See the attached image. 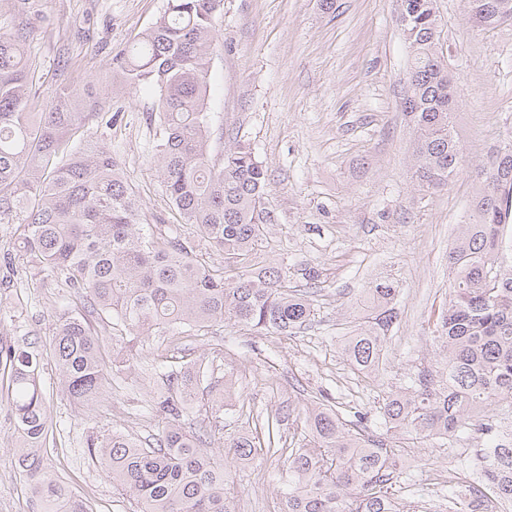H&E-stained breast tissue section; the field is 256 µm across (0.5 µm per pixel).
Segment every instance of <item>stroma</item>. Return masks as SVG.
<instances>
[{
  "mask_svg": "<svg viewBox=\"0 0 512 512\" xmlns=\"http://www.w3.org/2000/svg\"><path fill=\"white\" fill-rule=\"evenodd\" d=\"M166 0H46L47 22L33 30L27 58L39 78L38 101L65 87L88 99L77 137L108 146L157 235L179 237L213 266L224 263L194 227L184 224L156 173V97L123 84L113 56L147 29ZM401 0H224L210 63L211 158L249 144L267 172L268 228L263 265L288 268L289 285L310 293L315 318L294 334L257 332L231 323L181 339L185 360L224 347L236 396L211 446L246 430L265 436L279 417L284 448L303 444L299 415L327 396L345 420L362 413L367 432L385 427L378 409L409 370L441 361L434 323L447 307L453 273L449 252L467 223L497 149L512 138V22L473 28L465 0H436L443 53L451 68L457 128L468 166L452 182L427 187L413 176L412 126L400 103L408 90L413 49L398 23ZM22 225L0 224V340L35 344L40 385L53 424L44 464L86 503L88 512H132V506L88 453L90 440L114 429L154 441L164 422L154 401L162 386L157 351L166 337L124 334L133 354L110 366L112 384L92 408L75 406L59 388L49 340L61 314L83 300L62 276L20 252ZM319 272L302 278L300 268ZM387 281L397 290L398 318L385 360L368 376L343 351L366 314L365 290ZM11 370L0 360V512H42L30 479L12 465L17 446L7 395ZM491 439L471 428L453 443L399 441L403 474L397 495L442 512H467L470 464ZM239 512H280L286 490L282 459L227 460Z\"/></svg>",
  "mask_w": 512,
  "mask_h": 512,
  "instance_id": "obj_1",
  "label": "stroma"
}]
</instances>
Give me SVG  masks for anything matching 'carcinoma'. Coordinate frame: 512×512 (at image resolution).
<instances>
[{"mask_svg": "<svg viewBox=\"0 0 512 512\" xmlns=\"http://www.w3.org/2000/svg\"><path fill=\"white\" fill-rule=\"evenodd\" d=\"M23 27L0 30V224H22L19 246L82 291L83 313H65L50 339L52 360L67 396L88 406L105 394L106 337L90 324L97 315L129 332L169 337L233 322L286 335L314 315L312 299L288 288V271L257 265L274 217L265 206L267 172L251 148L237 142L223 163L209 156L206 112L216 20L223 0H167L162 14L112 58L123 82L157 97L159 172L184 223L224 254L213 267L177 238L144 232L134 192L112 151L93 141L68 145L84 94L63 89L35 111L24 44L47 20L43 0H11ZM502 0H466L478 28L501 25ZM402 30L414 58L403 111L416 130L415 174L421 184H446L465 168L448 63L439 48L434 0H402ZM473 221L461 225L450 251L454 278L448 309L435 322L442 367L418 368L386 393L379 415L386 434L348 427L338 410L319 403L304 410L306 443L266 451L285 456L288 491L281 512H414L394 497L396 436L452 442L492 405L512 407V148L480 173ZM397 289H368V327L344 351L360 372L382 364L385 333L397 318ZM11 366L10 406L18 433L14 462L35 479L44 512H86L43 469L42 449L52 418L40 383L39 354L0 343ZM224 366V350L207 361L162 374L156 409L165 426L152 443L122 431L92 441L89 452L136 512H239L224 459L208 448V430L189 431L181 418L204 380ZM241 432L224 443L233 459L250 460L264 445ZM486 486L512 501V448L485 449Z\"/></svg>", "mask_w": 512, "mask_h": 512, "instance_id": "1", "label": "carcinoma"}]
</instances>
